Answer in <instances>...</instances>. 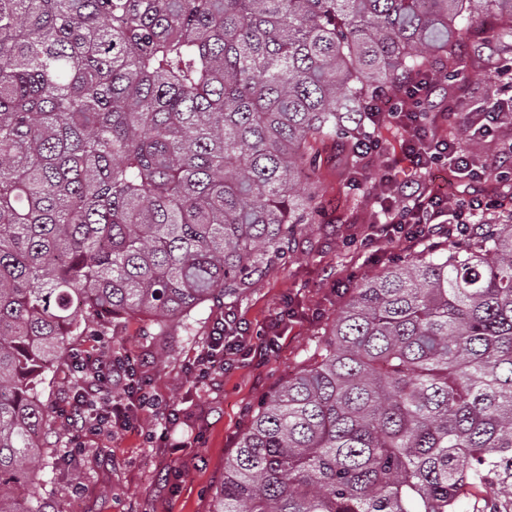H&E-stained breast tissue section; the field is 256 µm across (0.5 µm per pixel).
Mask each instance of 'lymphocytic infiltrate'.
I'll return each mask as SVG.
<instances>
[{"instance_id": "f902f5d3", "label": "lymphocytic infiltrate", "mask_w": 512, "mask_h": 512, "mask_svg": "<svg viewBox=\"0 0 512 512\" xmlns=\"http://www.w3.org/2000/svg\"><path fill=\"white\" fill-rule=\"evenodd\" d=\"M434 91L430 81L408 78L398 92L378 95L369 112L406 131L400 161L408 171L417 174L442 164L447 166L449 178L468 177L474 193L453 201L424 185L407 194L396 175L388 174L375 237L391 239L402 234L406 239L420 240L447 234L461 238L486 212H500L505 219L512 217V201L488 188L490 172L476 168L473 155L457 142L429 133L423 116ZM70 364L77 376V388L58 412L79 429L73 439L75 451H82L87 439L101 433L123 434L136 428L151 408L152 381L129 354L77 353L71 356ZM115 383L121 385V395H112L110 388Z\"/></svg>"}]
</instances>
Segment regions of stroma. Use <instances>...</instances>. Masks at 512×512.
Here are the masks:
<instances>
[{
    "label": "stroma",
    "instance_id": "obj_1",
    "mask_svg": "<svg viewBox=\"0 0 512 512\" xmlns=\"http://www.w3.org/2000/svg\"><path fill=\"white\" fill-rule=\"evenodd\" d=\"M460 74L432 97L430 115L439 134L458 135L462 124L500 107L512 108V93L494 96L496 67L512 62V34L497 27L472 39L458 53ZM381 151L362 159L363 181L354 182L350 159L332 139L313 142L317 167L310 188L319 209L296 237L286 265L259 279L236 302L205 303L180 323L147 318L99 319L93 336H74L68 351L129 352L152 380L157 415L181 411L170 428L169 447H149L142 431L101 435L84 451L72 450V434L61 420L42 433L48 454L40 478L44 512H213L215 492L259 399L307 364L318 343L364 274L416 247L400 239L366 247L384 164L396 160L403 136L396 126H369ZM239 328L236 350L223 371L205 384L189 375L197 356L222 323ZM200 442H193V435Z\"/></svg>",
    "mask_w": 512,
    "mask_h": 512
}]
</instances>
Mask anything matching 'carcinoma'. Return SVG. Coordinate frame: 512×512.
<instances>
[{"mask_svg":"<svg viewBox=\"0 0 512 512\" xmlns=\"http://www.w3.org/2000/svg\"><path fill=\"white\" fill-rule=\"evenodd\" d=\"M512 0H0V512L69 337L235 302L317 212L310 141ZM512 512V218L362 277L259 401L214 512Z\"/></svg>","mask_w":512,"mask_h":512,"instance_id":"cac0c4a2","label":"carcinoma"}]
</instances>
